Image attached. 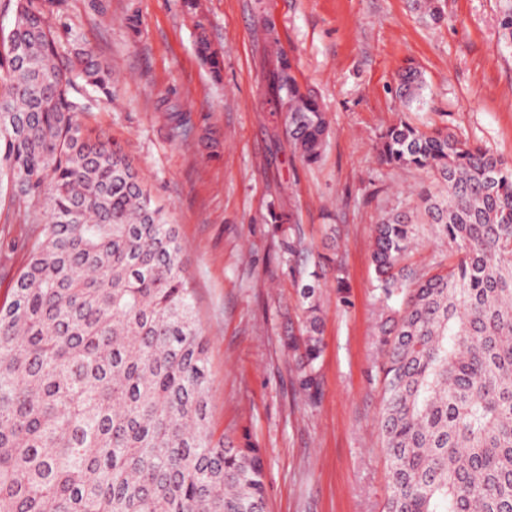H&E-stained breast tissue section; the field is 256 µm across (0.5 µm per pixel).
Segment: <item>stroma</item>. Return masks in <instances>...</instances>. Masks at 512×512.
<instances>
[{
  "label": "stroma",
  "mask_w": 512,
  "mask_h": 512,
  "mask_svg": "<svg viewBox=\"0 0 512 512\" xmlns=\"http://www.w3.org/2000/svg\"><path fill=\"white\" fill-rule=\"evenodd\" d=\"M60 0L51 22L61 43L79 37L112 69L111 97L84 121L122 148L183 249L198 324L209 340V425L214 436L264 452L266 512H382L390 493L379 439L383 353L371 262L373 229L427 182L380 165V131L406 118L448 127L512 159V45L502 0H442L434 24L412 0ZM279 21L283 49L330 121L321 159L303 164L266 104L257 14ZM206 31L223 60L214 81L195 41ZM422 74L421 102L397 93L406 67ZM181 116L172 124L169 113ZM292 212L290 230L268 224ZM38 228L22 208L0 209V303ZM335 251L348 302L333 274L320 279V392L304 398L282 344L300 324V286L282 242Z\"/></svg>",
  "instance_id": "stroma-1"
}]
</instances>
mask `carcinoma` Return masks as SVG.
<instances>
[{"mask_svg": "<svg viewBox=\"0 0 512 512\" xmlns=\"http://www.w3.org/2000/svg\"><path fill=\"white\" fill-rule=\"evenodd\" d=\"M58 0H0V200L40 234L0 305V512H265L262 449L209 430L208 340L194 313L178 233L119 147L87 127L85 90L112 95L90 48L69 56L50 23ZM433 23L441 0H414ZM276 66L272 109L311 165L329 120L258 18ZM500 27L512 42V0ZM196 51L215 79L220 53ZM406 68L400 97L421 99ZM380 163L431 182L412 210L375 225L372 264L384 351L380 437L384 512H512V160L446 127L401 118L378 135ZM448 244L433 274L405 264L417 224ZM302 285L297 384L316 396L323 311L318 275Z\"/></svg>", "mask_w": 512, "mask_h": 512, "instance_id": "cac0c4a2", "label": "carcinoma"}]
</instances>
